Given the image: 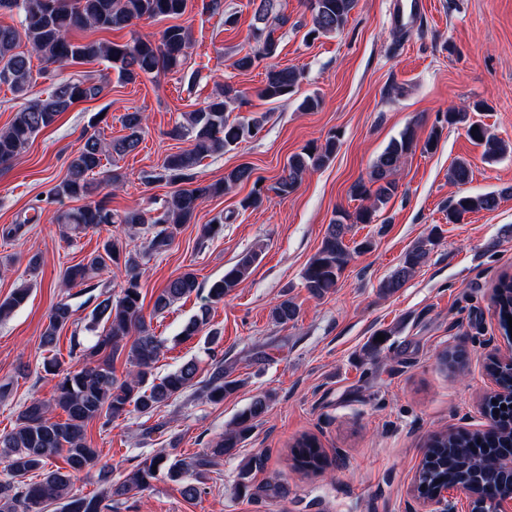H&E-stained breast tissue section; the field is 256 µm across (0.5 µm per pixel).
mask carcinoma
Instances as JSON below:
<instances>
[{
  "instance_id": "1",
  "label": "carcinoma",
  "mask_w": 512,
  "mask_h": 512,
  "mask_svg": "<svg viewBox=\"0 0 512 512\" xmlns=\"http://www.w3.org/2000/svg\"><path fill=\"white\" fill-rule=\"evenodd\" d=\"M357 0H310L312 26L307 36L327 37L343 30ZM188 0H0V10H17L20 27L0 25V84H5L17 95H24L35 78L50 82L46 98L27 102L15 112L11 123L0 130V168L9 167L42 130L51 126L63 112L76 104L105 96L111 80L107 74L63 75L61 67L69 62L103 60L116 72L118 81L134 83L141 77L158 79L184 66L191 44L189 29L170 24L159 33V38H137L118 44L99 40L76 41V29L121 30L140 20L163 21L177 19L185 14ZM253 33L259 43L257 50L236 58L231 66L241 72L263 67L264 79L256 96L268 102L288 98L295 93L301 73L295 68L282 67L273 62L278 43L275 32L288 23L280 0H259L253 16ZM42 64L33 70L32 57ZM247 103L246 92L231 83H224L205 105L182 115V121L167 132L175 140L188 143L177 153L169 154L158 168L143 174L147 182L177 184L175 189L155 209L132 208L123 212L112 210L103 199L97 200L102 183L96 175L103 170V161L124 157L136 151L145 133V117L135 110L122 116L128 133L109 142L96 132H85L81 145L70 157L66 174L50 191L52 198L83 200L79 207L60 211L56 223L66 225L70 233L87 231L107 232L101 250L86 260L65 269L62 287L88 284L98 272L116 268L121 276L120 292L112 296L102 293L92 319L107 325L89 347L79 348L82 361L67 368L56 360L45 364V370L59 377L54 396L45 401L33 397L19 411L15 426L0 435V458L6 463L8 478L0 480V512H48L57 505L60 512H108L114 498L149 489L151 481L163 476L182 484V493L188 498L200 494L199 484L206 477L216 459L231 455L242 447L256 423L270 410L273 399L261 393L237 416L224 435L211 441L199 454L178 458L161 451L137 465L123 478H112V467L99 464V451L87 444L86 425L92 420L109 427L113 421L133 411L141 414L154 412L161 404L183 394L195 385L206 400L218 404L235 392L240 382L229 378L224 370V358L212 354L209 377L197 381L198 364L189 360L175 371L155 382L153 370L163 354L164 343L158 339L151 323L143 314L141 293L140 255L161 254L173 245L185 224L194 222L200 202L221 196L234 187L253 182V190L242 199L243 209L258 208L265 194L254 177V168L240 164L224 173V180L204 183L197 180L196 169L201 161L215 153L236 148L256 136L267 119L261 113L248 119H229L230 112ZM450 126L462 125L469 138L484 147V156L493 158L504 152V147L481 123L466 110L450 109L444 115ZM478 130H473V127ZM336 133H329L321 141H312L288 157L283 173L274 187L275 193L286 197L298 188L304 175L332 160L338 149ZM417 148L415 131L408 127L392 140L373 162L367 178L359 179L351 187L353 197L363 201L354 211L341 210L328 224L321 247L310 259L302 275L307 292L322 298L335 290L339 277L351 258L345 243V234L353 224H371L377 212L397 194L396 179L402 159ZM471 165L466 160L454 162L448 169V180L458 185L470 181ZM512 194V187L478 195H462L453 201L448 221L461 223L465 216L476 211H494L501 199ZM119 225L128 232L146 229L150 234L143 250L128 248V244L111 233ZM434 244L433 235L404 256L395 272L382 281L385 294L397 292L425 261L427 245ZM259 251L242 256L224 276L209 288L206 302L194 315L182 335L191 337L209 325V311L213 303L239 287L251 274ZM199 290L197 277L184 271L171 279L154 303V312L164 311L174 302ZM30 294L26 285L0 298V319L8 317L23 306ZM495 303L503 328H509L512 317V276L502 275L496 285ZM298 308L289 299L281 300L271 311L278 324L298 318ZM71 305L61 300L48 315V323L41 336V345L56 344L59 332L71 320ZM135 332L131 344L124 343L130 332ZM128 350L131 366L127 378L115 376L112 362L123 350ZM487 370L499 386L512 389V366L492 361ZM504 400L493 394L486 398L485 408L491 427L485 432L439 433L433 436L429 454L419 471L421 484H469L472 504L478 505L496 497L501 485L494 479L496 465L512 448V425L508 415L512 408L502 409ZM59 408L65 418L52 416V408ZM56 456H62L66 468L51 469ZM322 453L316 442L304 437L296 443L294 460L307 470L320 467ZM96 472L99 493L81 496L73 492L72 479L79 473ZM39 472L42 479L30 480Z\"/></svg>"
}]
</instances>
